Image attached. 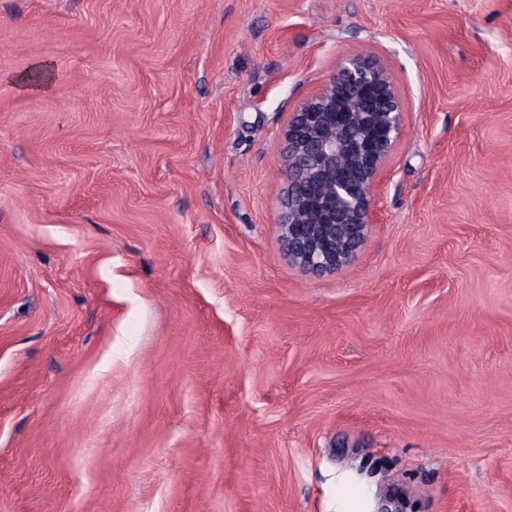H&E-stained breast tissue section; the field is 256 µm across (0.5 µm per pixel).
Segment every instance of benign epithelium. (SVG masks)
I'll list each match as a JSON object with an SVG mask.
<instances>
[{"label": "benign epithelium", "mask_w": 512, "mask_h": 512, "mask_svg": "<svg viewBox=\"0 0 512 512\" xmlns=\"http://www.w3.org/2000/svg\"><path fill=\"white\" fill-rule=\"evenodd\" d=\"M404 112L388 67L363 53L290 112V179L276 224L294 264L333 271L352 259L375 223L376 189L402 136Z\"/></svg>", "instance_id": "obj_1"}]
</instances>
